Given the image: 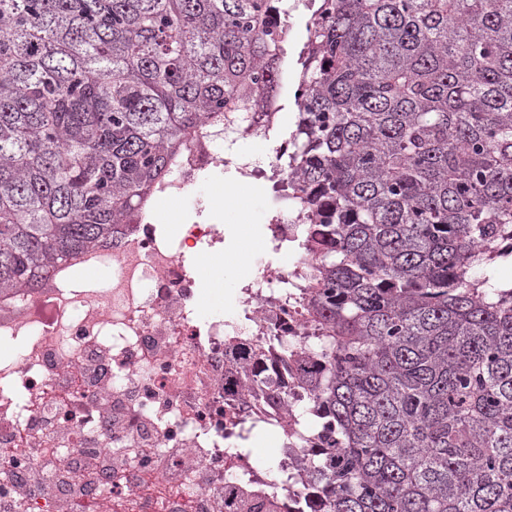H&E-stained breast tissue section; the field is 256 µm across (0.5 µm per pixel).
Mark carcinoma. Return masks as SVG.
Wrapping results in <instances>:
<instances>
[{
	"label": "carcinoma",
	"instance_id": "1",
	"mask_svg": "<svg viewBox=\"0 0 512 512\" xmlns=\"http://www.w3.org/2000/svg\"><path fill=\"white\" fill-rule=\"evenodd\" d=\"M291 132L313 512H512V0H320ZM271 0H0V292L117 239L279 90Z\"/></svg>",
	"mask_w": 512,
	"mask_h": 512
}]
</instances>
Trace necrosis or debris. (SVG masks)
I'll list each match as a JSON object with an SVG mask.
<instances>
[{
  "instance_id": "necrosis-or-debris-1",
  "label": "necrosis or debris",
  "mask_w": 512,
  "mask_h": 512,
  "mask_svg": "<svg viewBox=\"0 0 512 512\" xmlns=\"http://www.w3.org/2000/svg\"><path fill=\"white\" fill-rule=\"evenodd\" d=\"M280 109L273 98L262 112L203 120L155 196H184L223 167L243 179L281 169L286 141L264 164L234 150L272 139ZM195 212L174 236L143 206L115 245L85 250L37 291L0 298V343L16 350L0 359V512H308L312 435L296 371L274 361L246 370L262 339L304 349L310 326L288 290L294 272L261 261L232 318H201L187 257L215 253L222 237L203 207ZM79 266L112 275L86 283ZM268 377L287 409L262 399ZM261 424L294 441L279 491L241 446Z\"/></svg>"
}]
</instances>
